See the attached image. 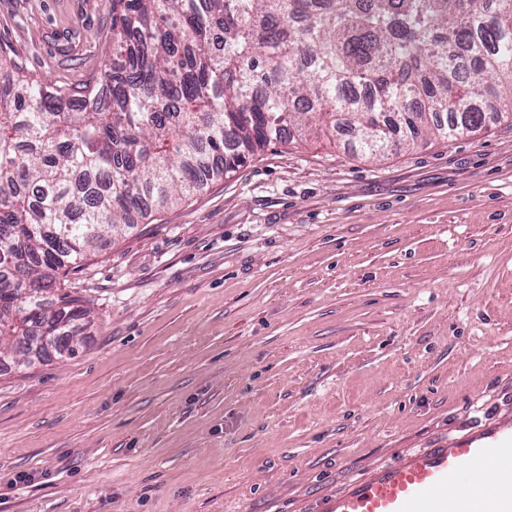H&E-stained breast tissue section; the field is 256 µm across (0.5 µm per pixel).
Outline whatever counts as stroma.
<instances>
[{
	"label": "stroma",
	"instance_id": "stroma-1",
	"mask_svg": "<svg viewBox=\"0 0 512 512\" xmlns=\"http://www.w3.org/2000/svg\"><path fill=\"white\" fill-rule=\"evenodd\" d=\"M109 0H0V56L96 78ZM272 145L105 238L79 351L0 368V512H320L512 417V123L379 159Z\"/></svg>",
	"mask_w": 512,
	"mask_h": 512
}]
</instances>
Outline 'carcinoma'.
I'll use <instances>...</instances> for the list:
<instances>
[{
	"mask_svg": "<svg viewBox=\"0 0 512 512\" xmlns=\"http://www.w3.org/2000/svg\"><path fill=\"white\" fill-rule=\"evenodd\" d=\"M100 77L49 87L0 61V349L76 354L57 286L106 235L292 132L352 122L363 157L512 108V0H111Z\"/></svg>",
	"mask_w": 512,
	"mask_h": 512,
	"instance_id": "1",
	"label": "carcinoma"
}]
</instances>
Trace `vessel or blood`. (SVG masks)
I'll return each instance as SVG.
<instances>
[{
  "label": "vessel or blood",
  "instance_id": "b4317fda",
  "mask_svg": "<svg viewBox=\"0 0 512 512\" xmlns=\"http://www.w3.org/2000/svg\"><path fill=\"white\" fill-rule=\"evenodd\" d=\"M484 471L494 475L496 490L478 488ZM322 512H512V423L483 426L453 445L374 468L326 500Z\"/></svg>",
  "mask_w": 512,
  "mask_h": 512
}]
</instances>
